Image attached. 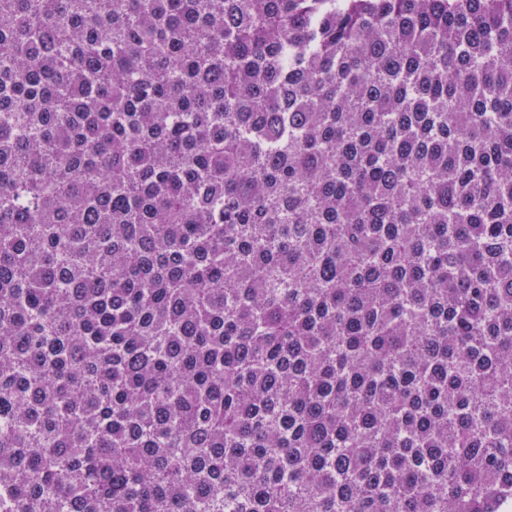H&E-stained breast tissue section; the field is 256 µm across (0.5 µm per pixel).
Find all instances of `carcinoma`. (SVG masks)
I'll return each mask as SVG.
<instances>
[{
    "label": "carcinoma",
    "instance_id": "cac0c4a2",
    "mask_svg": "<svg viewBox=\"0 0 512 512\" xmlns=\"http://www.w3.org/2000/svg\"><path fill=\"white\" fill-rule=\"evenodd\" d=\"M512 0H0V512H507Z\"/></svg>",
    "mask_w": 512,
    "mask_h": 512
}]
</instances>
